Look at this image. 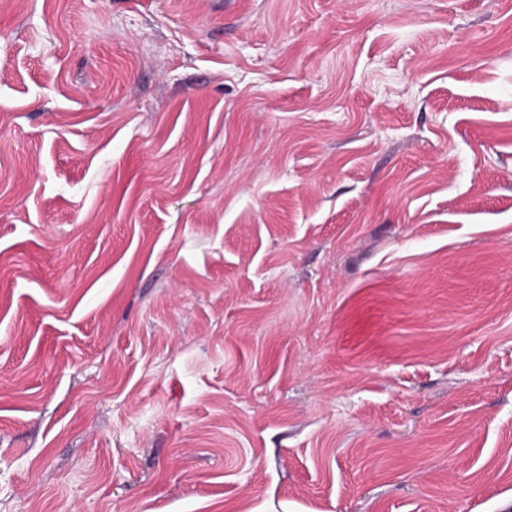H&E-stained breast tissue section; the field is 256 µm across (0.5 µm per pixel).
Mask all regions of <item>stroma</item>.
I'll return each instance as SVG.
<instances>
[{"label": "stroma", "mask_w": 512, "mask_h": 512, "mask_svg": "<svg viewBox=\"0 0 512 512\" xmlns=\"http://www.w3.org/2000/svg\"><path fill=\"white\" fill-rule=\"evenodd\" d=\"M0 512H512V0H0Z\"/></svg>", "instance_id": "1"}]
</instances>
